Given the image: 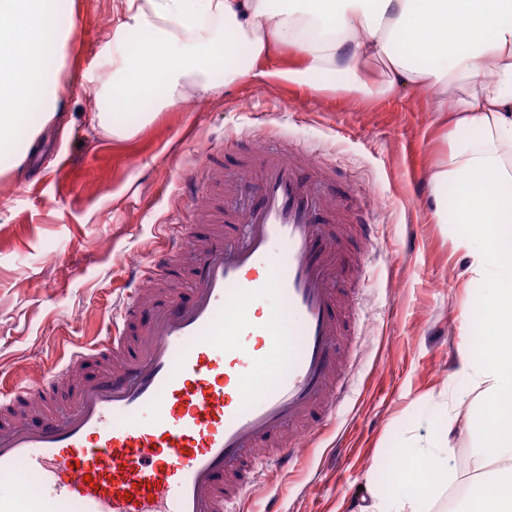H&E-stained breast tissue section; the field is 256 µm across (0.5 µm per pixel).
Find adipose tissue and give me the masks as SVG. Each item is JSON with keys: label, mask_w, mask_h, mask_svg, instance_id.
Listing matches in <instances>:
<instances>
[{"label": "adipose tissue", "mask_w": 512, "mask_h": 512, "mask_svg": "<svg viewBox=\"0 0 512 512\" xmlns=\"http://www.w3.org/2000/svg\"><path fill=\"white\" fill-rule=\"evenodd\" d=\"M67 3L0 0V158L9 168L28 154L9 141L31 103L54 120L72 80L73 25L56 18ZM229 43L241 59L219 83L213 70ZM281 47L296 50L299 65L264 69ZM106 50L112 82L93 123L117 138L132 131L115 123L114 108L135 110L151 96L147 123L224 83L274 77L359 97L398 86L462 89L439 104L454 119L448 161L429 185L437 223L474 225L483 249L473 271L494 283L484 305L491 331L473 368L488 407L480 458L493 470L458 509L512 512V0H119ZM370 59L383 64L380 79L365 74Z\"/></svg>", "instance_id": "1"}]
</instances>
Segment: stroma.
Returning <instances> with one entry per match:
<instances>
[{"instance_id":"35a3bbf8","label":"stroma","mask_w":512,"mask_h":512,"mask_svg":"<svg viewBox=\"0 0 512 512\" xmlns=\"http://www.w3.org/2000/svg\"><path fill=\"white\" fill-rule=\"evenodd\" d=\"M116 0H72L74 82L62 118L45 129L30 163L0 176V389L35 385L76 349L99 343L130 271L147 263L167 234L195 221L183 181L218 158L233 165L240 145L270 139L313 149L339 185L370 199L376 258L353 268L359 331L347 349L350 386L333 423L302 432L298 465L253 486L240 512H361L371 493L388 494L406 451L440 445L452 429V478L421 512H451L477 476L482 409L462 346L475 333L478 300L468 229L440 224L426 182L448 158L447 122L437 110L456 87L400 88L358 98L280 80L234 83L189 99L150 124L118 117L125 139L94 130L96 92L112 73L104 50Z\"/></svg>"}]
</instances>
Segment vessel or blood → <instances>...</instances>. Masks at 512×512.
I'll return each mask as SVG.
<instances>
[{
    "instance_id": "b4317fda",
    "label": "vessel or blood",
    "mask_w": 512,
    "mask_h": 512,
    "mask_svg": "<svg viewBox=\"0 0 512 512\" xmlns=\"http://www.w3.org/2000/svg\"><path fill=\"white\" fill-rule=\"evenodd\" d=\"M205 171L234 205L204 213L209 231L169 235L145 271L165 278L191 260L189 292L128 295L103 343L72 355L103 370L67 410L51 402L63 369L0 394V474L41 479L25 502L0 496V512H228L261 473L298 462L292 447L264 454L272 437L335 414L353 315L336 290L348 257L334 227L372 238L365 198L335 189L300 146Z\"/></svg>"
}]
</instances>
